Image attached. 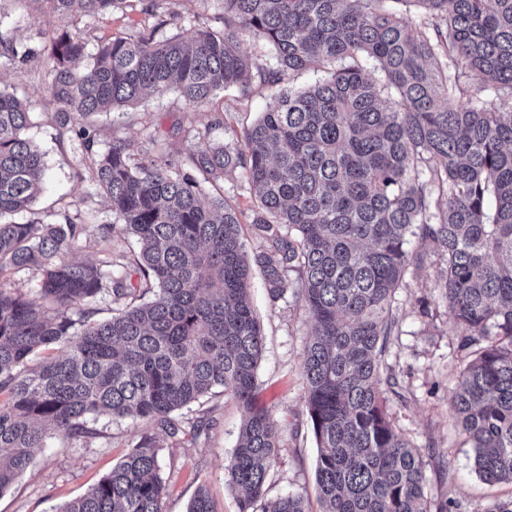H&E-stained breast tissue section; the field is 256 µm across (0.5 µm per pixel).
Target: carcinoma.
I'll use <instances>...</instances> for the list:
<instances>
[{"label": "carcinoma", "mask_w": 512, "mask_h": 512, "mask_svg": "<svg viewBox=\"0 0 512 512\" xmlns=\"http://www.w3.org/2000/svg\"><path fill=\"white\" fill-rule=\"evenodd\" d=\"M168 6H163V2ZM61 16L79 6L104 16L122 0H49ZM223 27L159 39L176 0H148L152 27L98 46L51 39L49 71L61 126L79 125L96 190L119 220L97 228L3 220L30 210L42 190L43 155L23 136L28 106L0 92V494L53 436L90 438L101 415L155 426L107 475L58 512H165L158 455L182 427L178 413L218 387L245 410L227 464L239 512H310L300 493L269 499L280 434L254 404L264 338L250 300V264L272 301L292 292L308 313L302 372L317 448L319 512H452L425 495V462L390 417L397 382L381 370L396 325L391 303L419 237L441 260L437 281L458 350L451 411L473 448L474 471L512 483V0H415L408 24L388 0H221ZM268 52L253 67L242 44ZM33 53L0 30V60ZM307 70L328 77L276 96L233 145L197 131L189 163L213 196L166 161L132 163L131 145L100 152L83 120L177 88L191 109L251 72L281 84ZM238 171L250 214L224 195ZM262 240L247 258L242 224ZM132 236L138 253L104 251L94 263L72 253L93 235ZM37 274L34 301L8 286L9 271ZM297 274L291 286L290 273ZM112 317L95 320L98 301ZM39 351L47 352L40 360ZM187 512H215L199 488Z\"/></svg>", "instance_id": "carcinoma-1"}]
</instances>
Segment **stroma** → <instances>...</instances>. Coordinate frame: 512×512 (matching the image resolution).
Here are the masks:
<instances>
[{
    "instance_id": "35a3bbf8",
    "label": "stroma",
    "mask_w": 512,
    "mask_h": 512,
    "mask_svg": "<svg viewBox=\"0 0 512 512\" xmlns=\"http://www.w3.org/2000/svg\"><path fill=\"white\" fill-rule=\"evenodd\" d=\"M142 0H124L120 9L100 18L79 14L57 17L48 8L33 9L22 0H0V28L14 31L21 43L40 52L35 62L22 67L0 63V91L25 100L34 114L27 136L44 156L46 185L34 206V216L49 224L72 219L78 224H112L116 217L97 194L80 161L76 131L63 129L50 89L49 53L54 32L79 33L87 54H95L105 40L122 37L149 20ZM177 17L163 29L166 37L187 36L188 17L198 16L220 27V0H178ZM275 86L252 81L247 94L231 88L216 92L196 114L198 126H210L215 143L231 142V132L256 120L278 94ZM185 102L178 93L148 96L138 104L92 117L98 150L112 138L131 145L135 161L169 160L180 173H191L188 157L197 147L194 133L173 125ZM223 126H214L215 117ZM411 250L424 254L421 268L409 269L392 304L397 322L389 336L385 365L395 373L399 387L390 396L389 411L398 429L414 444L426 463V493L431 501L451 498L458 512H483L494 499L512 498V484L490 485L473 470V450L456 429L450 403L457 376L466 363L457 349L458 332L435 281L436 259L426 242L412 238ZM251 299L265 334V349L257 370L255 402L265 408L281 436L267 495L275 498L299 492L315 499L317 447L307 425L302 359L309 341L305 309L295 297L271 301L261 274L251 279ZM430 316H422V307ZM193 416L215 421L206 438L197 443L171 441L160 451L159 463L168 487L166 512H186L198 486H206L216 512H239L238 494L229 485L226 465L236 446L244 411L237 400L217 391ZM95 437L66 442L49 439L34 451V461L11 488L0 494V512H57L83 494L109 471L131 441L149 429L141 420L99 417Z\"/></svg>"
}]
</instances>
